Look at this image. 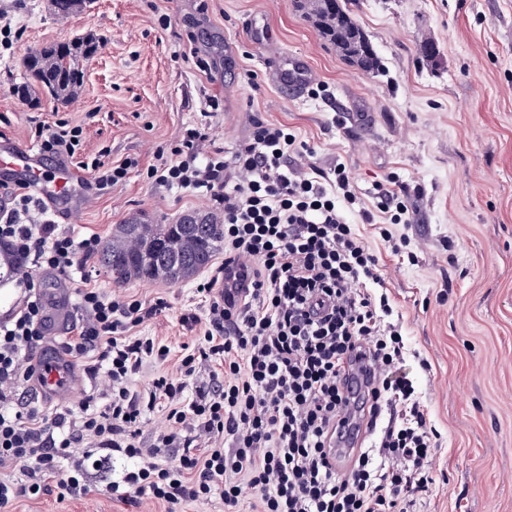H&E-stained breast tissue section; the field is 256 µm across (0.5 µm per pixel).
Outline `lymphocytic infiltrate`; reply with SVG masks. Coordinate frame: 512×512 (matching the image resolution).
Returning a JSON list of instances; mask_svg holds the SVG:
<instances>
[{
	"label": "lymphocytic infiltrate",
	"mask_w": 512,
	"mask_h": 512,
	"mask_svg": "<svg viewBox=\"0 0 512 512\" xmlns=\"http://www.w3.org/2000/svg\"><path fill=\"white\" fill-rule=\"evenodd\" d=\"M83 128L36 126L41 152L74 157ZM202 127L185 129L144 168L149 182L197 192L222 212L224 260L196 291L207 307L196 352L175 371L159 372L148 395L134 378L165 363L167 345L135 328L161 315L150 302L93 285L85 271L97 235L75 239L48 208L17 185L0 210V254L16 266L21 304L0 317V512L21 497L55 486L59 498L86 493L85 463L118 466L109 490L133 503L147 496L170 512L220 496L224 512H240L243 489L254 512H412L434 483L438 432L407 377L398 370L410 351L382 290L377 254L349 214L381 215L375 231L392 253L402 251L392 225L413 219L410 187L387 179L366 210L345 166L300 171L292 156L307 143L280 123L254 120L232 157L209 148ZM137 159L85 163V188L111 193ZM79 274L80 321L65 352L104 389L79 408H44L20 391L35 376L33 355L45 338V304L37 274ZM244 280L227 287L230 277ZM216 363L224 381L188 397L187 377ZM369 367L356 386L354 365ZM164 401L166 426L151 445L141 441L146 409Z\"/></svg>",
	"instance_id": "obj_1"
}]
</instances>
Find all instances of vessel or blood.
<instances>
[{"instance_id": "vessel-or-blood-1", "label": "vessel or blood", "mask_w": 512, "mask_h": 512, "mask_svg": "<svg viewBox=\"0 0 512 512\" xmlns=\"http://www.w3.org/2000/svg\"><path fill=\"white\" fill-rule=\"evenodd\" d=\"M265 70L269 81L281 92L292 97L301 96L314 79L308 60L302 56L284 58L277 53L268 54ZM0 171L7 173L12 182L21 183L42 199L54 215L71 219L68 203L83 183L80 173L62 161H48L33 148L17 147L11 139L0 140ZM46 332L48 342L35 354L40 370L37 380L39 392L54 400L71 398L76 387L74 368L62 355L57 336L63 335L68 319V291L59 289L46 301Z\"/></svg>"}]
</instances>
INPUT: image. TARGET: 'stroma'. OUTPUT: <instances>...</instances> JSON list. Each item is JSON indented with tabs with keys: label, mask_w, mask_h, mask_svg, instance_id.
Masks as SVG:
<instances>
[{
	"label": "stroma",
	"mask_w": 512,
	"mask_h": 512,
	"mask_svg": "<svg viewBox=\"0 0 512 512\" xmlns=\"http://www.w3.org/2000/svg\"><path fill=\"white\" fill-rule=\"evenodd\" d=\"M349 8L386 76L346 62L293 0H84L66 18L52 0H0V138L30 146L36 124L66 121L83 128L77 160L105 151L112 162L136 158L145 167L200 123L232 155L252 121L263 119L306 141L317 167L345 165L364 201L390 176L416 186L412 223L391 227L415 262L392 255L358 214L349 216L379 257L404 342L415 352L401 371L440 434L436 483L416 508L512 512V0H350ZM254 24L274 29L272 47L252 40ZM190 31L210 72L183 56ZM87 34L106 43L84 61L76 97L54 101L32 84L25 58ZM427 40L437 58L424 55ZM271 49L306 56L324 92L286 99L265 72ZM211 211L204 197L134 170L65 227L106 240L133 217L169 224ZM87 268L97 285L167 300L166 312L135 333L168 345L164 368L174 370L200 334L182 315H206L200 276L117 287L97 260ZM112 479V471L94 469L88 493L20 498L9 512H167L148 497L131 505L112 496Z\"/></svg>",
	"instance_id": "1"
}]
</instances>
